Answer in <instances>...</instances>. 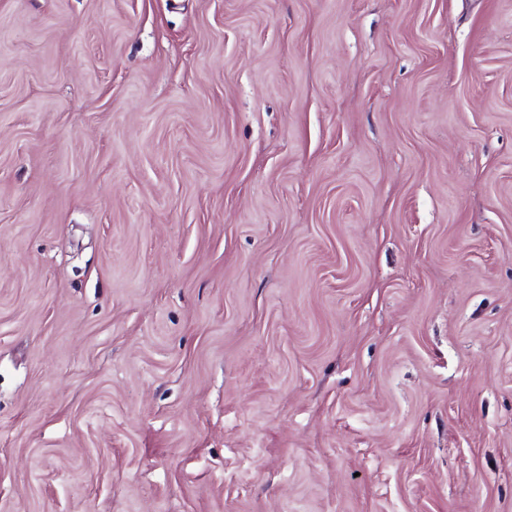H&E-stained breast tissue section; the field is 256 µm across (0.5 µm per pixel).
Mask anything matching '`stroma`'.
<instances>
[{"instance_id":"35a3bbf8","label":"stroma","mask_w":512,"mask_h":512,"mask_svg":"<svg viewBox=\"0 0 512 512\" xmlns=\"http://www.w3.org/2000/svg\"><path fill=\"white\" fill-rule=\"evenodd\" d=\"M0 512H512V0H0Z\"/></svg>"}]
</instances>
